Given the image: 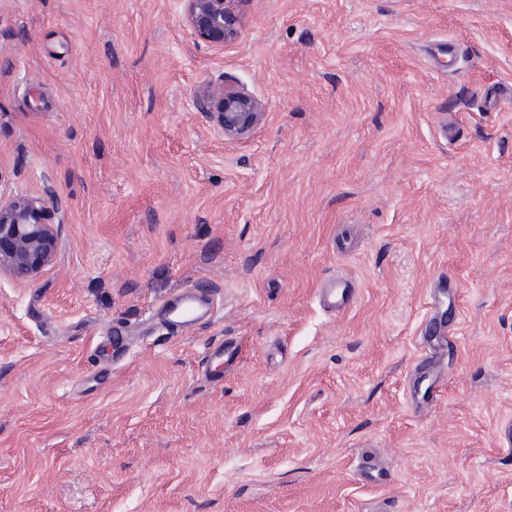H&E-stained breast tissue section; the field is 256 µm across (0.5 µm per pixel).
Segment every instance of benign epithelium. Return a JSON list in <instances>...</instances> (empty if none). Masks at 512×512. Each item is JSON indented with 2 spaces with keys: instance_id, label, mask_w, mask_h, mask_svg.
<instances>
[{
  "instance_id": "obj_1",
  "label": "benign epithelium",
  "mask_w": 512,
  "mask_h": 512,
  "mask_svg": "<svg viewBox=\"0 0 512 512\" xmlns=\"http://www.w3.org/2000/svg\"><path fill=\"white\" fill-rule=\"evenodd\" d=\"M185 20L199 40L222 46L237 37L235 12L241 0H181ZM199 104L213 105V119L226 140L245 138L262 120V104L233 80L207 83L193 90ZM61 211L53 191L44 195L0 193V276L30 285L55 264L61 223L50 213Z\"/></svg>"
}]
</instances>
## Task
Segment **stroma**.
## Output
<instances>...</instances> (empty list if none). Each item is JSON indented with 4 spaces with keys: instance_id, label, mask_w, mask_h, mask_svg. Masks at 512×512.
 <instances>
[{
    "instance_id": "1",
    "label": "stroma",
    "mask_w": 512,
    "mask_h": 512,
    "mask_svg": "<svg viewBox=\"0 0 512 512\" xmlns=\"http://www.w3.org/2000/svg\"><path fill=\"white\" fill-rule=\"evenodd\" d=\"M237 29L0 0V189L63 221L0 277V512H512V0H241ZM227 78L264 106L242 141L191 96ZM185 287L221 300L189 335L148 312ZM356 300L354 285L347 279H336L322 288L320 301L331 311L341 312L349 308Z\"/></svg>"
}]
</instances>
